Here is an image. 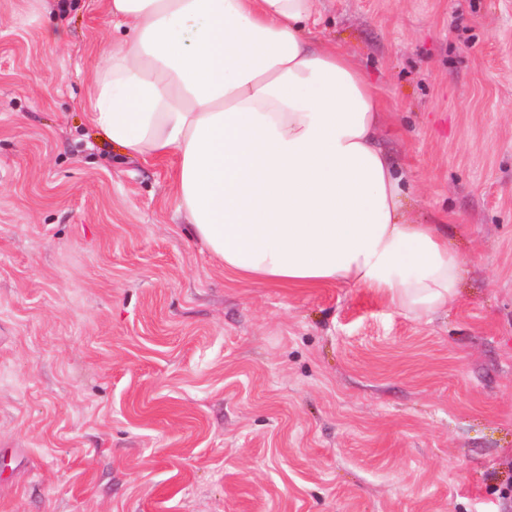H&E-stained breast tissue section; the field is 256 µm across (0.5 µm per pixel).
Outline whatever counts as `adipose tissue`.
I'll return each mask as SVG.
<instances>
[{"instance_id": "obj_1", "label": "adipose tissue", "mask_w": 512, "mask_h": 512, "mask_svg": "<svg viewBox=\"0 0 512 512\" xmlns=\"http://www.w3.org/2000/svg\"><path fill=\"white\" fill-rule=\"evenodd\" d=\"M318 0H107L91 117L129 156L177 154V202L235 282L344 283L416 319L453 305L463 259L404 208L360 66L310 36Z\"/></svg>"}]
</instances>
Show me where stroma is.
Here are the masks:
<instances>
[{
  "mask_svg": "<svg viewBox=\"0 0 512 512\" xmlns=\"http://www.w3.org/2000/svg\"><path fill=\"white\" fill-rule=\"evenodd\" d=\"M453 223L448 312L236 283L89 115L106 0H0V512H512V0H319Z\"/></svg>",
  "mask_w": 512,
  "mask_h": 512,
  "instance_id": "stroma-1",
  "label": "stroma"
}]
</instances>
